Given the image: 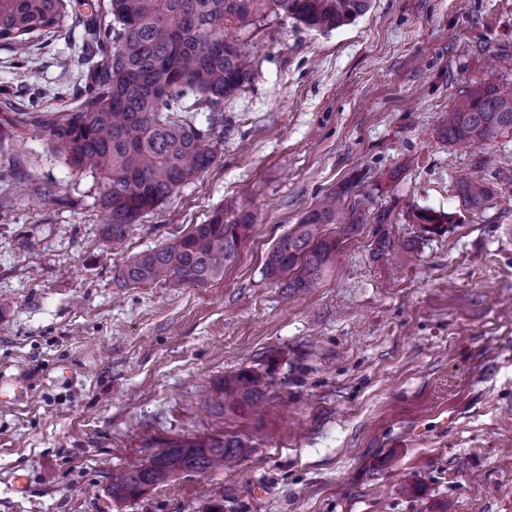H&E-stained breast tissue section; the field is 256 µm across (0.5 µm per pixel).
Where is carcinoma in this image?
<instances>
[{
    "instance_id": "carcinoma-1",
    "label": "carcinoma",
    "mask_w": 512,
    "mask_h": 512,
    "mask_svg": "<svg viewBox=\"0 0 512 512\" xmlns=\"http://www.w3.org/2000/svg\"><path fill=\"white\" fill-rule=\"evenodd\" d=\"M370 8V0H77L84 24L88 76L71 93L67 112L43 108L34 97L18 106L14 93H0V149L30 135L45 138L74 170L102 186L100 206L108 223L103 237L120 246L136 219L170 199L181 185L206 173L216 159L224 102L252 86L256 59L239 31L291 18L309 31L329 33ZM65 0H0V42L17 56L22 83L36 77L29 36L60 26ZM214 114L203 127L195 113ZM451 143L488 144L512 133V85H479L442 117ZM350 187L326 192L268 252L263 275L290 292L315 287L335 262L337 239L324 227L338 224L339 202ZM462 208L484 211L493 189L469 177L457 182ZM418 224H451V213L417 209ZM256 216L234 207L216 208L183 236L144 251L121 265L114 279L123 287L160 280L204 286L224 275ZM275 378L241 369L213 383L207 404L224 410L252 409L275 394ZM234 437L169 442L140 464L112 475V499L136 498L175 473H203L228 465L239 454Z\"/></svg>"
}]
</instances>
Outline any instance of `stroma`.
I'll use <instances>...</instances> for the list:
<instances>
[{"label": "stroma", "instance_id": "obj_1", "mask_svg": "<svg viewBox=\"0 0 512 512\" xmlns=\"http://www.w3.org/2000/svg\"><path fill=\"white\" fill-rule=\"evenodd\" d=\"M80 32L68 16L31 39V90L56 112L88 72ZM246 36L254 85L225 104L213 165L121 247L99 186L44 138L0 152V375L31 380L0 403V512H512V133L464 148L440 126L469 89L512 84V0H372L328 34L289 18ZM468 175L496 190L483 214L458 201ZM346 183L362 224L317 288L285 295L268 251ZM220 206L257 217L220 280H114ZM416 208L455 220L429 235ZM244 368L275 397L206 408ZM217 434L243 444L232 469L108 495L167 441Z\"/></svg>", "mask_w": 512, "mask_h": 512}]
</instances>
